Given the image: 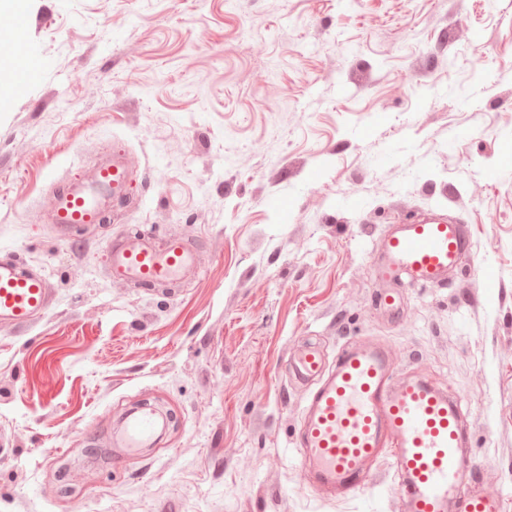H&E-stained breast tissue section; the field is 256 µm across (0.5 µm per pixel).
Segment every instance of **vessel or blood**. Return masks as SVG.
Returning a JSON list of instances; mask_svg holds the SVG:
<instances>
[{"label": "vessel or blood", "mask_w": 512, "mask_h": 512, "mask_svg": "<svg viewBox=\"0 0 512 512\" xmlns=\"http://www.w3.org/2000/svg\"><path fill=\"white\" fill-rule=\"evenodd\" d=\"M130 182L127 161L113 155L87 182L57 197L55 224L77 232L98 223L109 200L125 197ZM471 245V227L457 216H407L389 225L373 258L376 307L400 311L406 287H448ZM108 267L116 283L172 284L196 272L197 250L181 237L161 243L140 231L111 241ZM53 300L42 272L0 253L1 326L29 327ZM290 365L308 391L291 444L313 493L334 500L355 496L371 488L374 467L386 458L402 512H502L500 491L483 483L459 402L423 375L401 371L388 344L349 338L331 364L316 348H297ZM156 425L151 412L131 415L125 447H142Z\"/></svg>", "instance_id": "b4317fda"}]
</instances>
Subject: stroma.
Wrapping results in <instances>:
<instances>
[{"label":"stroma","instance_id":"obj_1","mask_svg":"<svg viewBox=\"0 0 512 512\" xmlns=\"http://www.w3.org/2000/svg\"><path fill=\"white\" fill-rule=\"evenodd\" d=\"M0 63L39 72L0 81V251L55 288L0 327V512H396L385 484L316 496L290 444L289 350L352 336L450 385L512 512V0H26ZM109 149L125 200L60 235L50 200ZM401 211L460 216L472 252L392 318L372 256ZM143 229L200 249L175 292L114 290L110 238ZM133 407L174 420L129 452Z\"/></svg>","mask_w":512,"mask_h":512}]
</instances>
